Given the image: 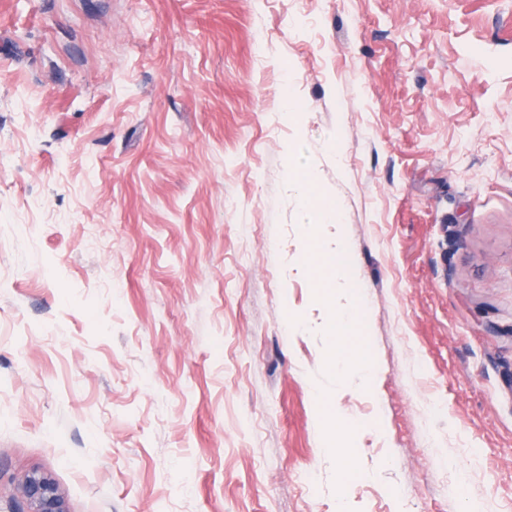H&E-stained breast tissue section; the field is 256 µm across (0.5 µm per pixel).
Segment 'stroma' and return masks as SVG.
Masks as SVG:
<instances>
[{
    "instance_id": "obj_1",
    "label": "stroma",
    "mask_w": 512,
    "mask_h": 512,
    "mask_svg": "<svg viewBox=\"0 0 512 512\" xmlns=\"http://www.w3.org/2000/svg\"><path fill=\"white\" fill-rule=\"evenodd\" d=\"M0 209V512H512V0H0ZM354 302L346 301L342 305L336 319V336H332V338L336 352L342 357L343 361L347 358H356L358 360L359 368L363 375V383H368L375 376L372 362L362 353H353L349 345V335L356 326V311L353 309ZM21 490L29 502L30 512H68L56 483L40 471H30Z\"/></svg>"
}]
</instances>
